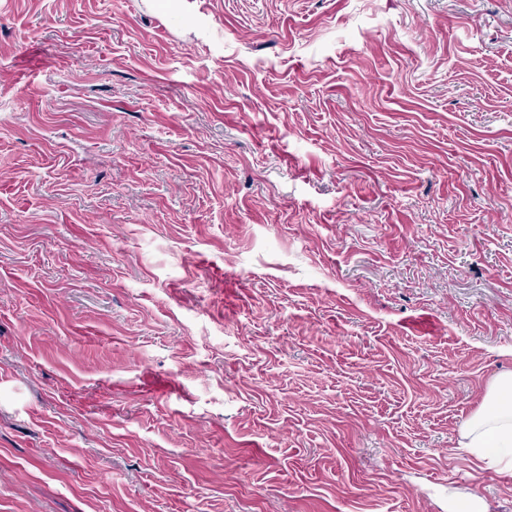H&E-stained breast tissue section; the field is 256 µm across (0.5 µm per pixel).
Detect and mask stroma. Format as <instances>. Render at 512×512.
<instances>
[{
    "label": "stroma",
    "mask_w": 512,
    "mask_h": 512,
    "mask_svg": "<svg viewBox=\"0 0 512 512\" xmlns=\"http://www.w3.org/2000/svg\"><path fill=\"white\" fill-rule=\"evenodd\" d=\"M512 0H0V512H512ZM461 448L481 459L508 456L512 462V375L500 377L480 409L463 425Z\"/></svg>",
    "instance_id": "stroma-1"
}]
</instances>
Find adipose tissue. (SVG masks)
<instances>
[{
    "label": "adipose tissue",
    "mask_w": 512,
    "mask_h": 512,
    "mask_svg": "<svg viewBox=\"0 0 512 512\" xmlns=\"http://www.w3.org/2000/svg\"><path fill=\"white\" fill-rule=\"evenodd\" d=\"M461 446L482 459L512 456V375L500 377L464 423Z\"/></svg>",
    "instance_id": "adipose-tissue-1"
}]
</instances>
